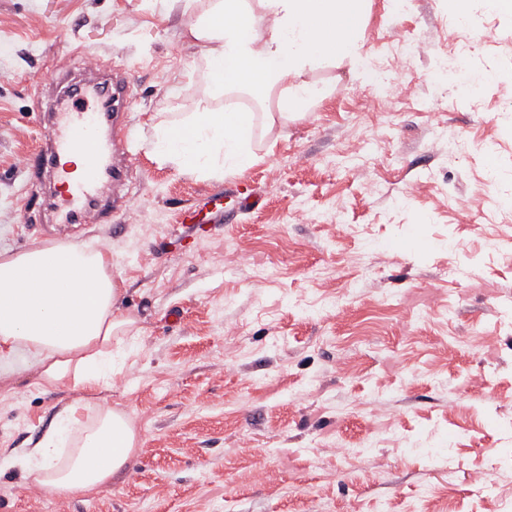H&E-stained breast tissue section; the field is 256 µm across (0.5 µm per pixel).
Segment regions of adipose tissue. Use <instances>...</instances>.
Returning <instances> with one entry per match:
<instances>
[{
	"instance_id": "obj_1",
	"label": "adipose tissue",
	"mask_w": 512,
	"mask_h": 512,
	"mask_svg": "<svg viewBox=\"0 0 512 512\" xmlns=\"http://www.w3.org/2000/svg\"><path fill=\"white\" fill-rule=\"evenodd\" d=\"M368 0H206L186 27L203 47L207 94L244 88L277 94L268 122L303 111L321 94L304 75L330 62L362 63L359 30ZM256 116L204 105L179 121L155 126L153 153L182 172L206 178L242 172L254 162ZM122 290L108 251L58 242L0 252V378L32 371L48 387L73 385L80 394L57 412L36 447L0 466L20 467L28 485L60 499L89 496L125 472L140 443L131 416L103 393L112 376V340L135 321L121 306Z\"/></svg>"
}]
</instances>
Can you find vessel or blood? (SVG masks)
<instances>
[{
	"instance_id": "b4317fda",
	"label": "vessel or blood",
	"mask_w": 512,
	"mask_h": 512,
	"mask_svg": "<svg viewBox=\"0 0 512 512\" xmlns=\"http://www.w3.org/2000/svg\"><path fill=\"white\" fill-rule=\"evenodd\" d=\"M126 84L121 78L111 83L86 80L72 85L61 104L41 153L39 172L52 176L59 193L50 203L56 224H104L113 214L128 216L132 201L125 195L105 200L106 183L118 182L124 171L119 164L129 135L126 116ZM79 156L80 169L68 159ZM234 189L211 190L182 213L185 224H218L234 214L230 201Z\"/></svg>"
}]
</instances>
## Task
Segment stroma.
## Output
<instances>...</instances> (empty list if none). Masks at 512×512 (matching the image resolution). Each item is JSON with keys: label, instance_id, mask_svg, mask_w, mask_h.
<instances>
[{"label": "stroma", "instance_id": "stroma-1", "mask_svg": "<svg viewBox=\"0 0 512 512\" xmlns=\"http://www.w3.org/2000/svg\"><path fill=\"white\" fill-rule=\"evenodd\" d=\"M455 16L451 0H368L365 65L307 73L324 97L258 122L247 170L203 179L152 152L155 123L206 97L187 0H0V250L111 249L140 334L112 342L109 399L141 434L125 473L63 506L0 471V512H512V92L460 87L465 68L512 78V17L484 0ZM76 47L130 84L124 190L142 223L61 234L45 202H23L19 160L79 79ZM382 78L399 94L381 109ZM452 139L471 150L449 156ZM227 186L258 204L179 224ZM10 385L1 458L35 447L77 395L32 372ZM339 442L356 455H333ZM481 469L494 486L478 493Z\"/></svg>", "mask_w": 512, "mask_h": 512}]
</instances>
